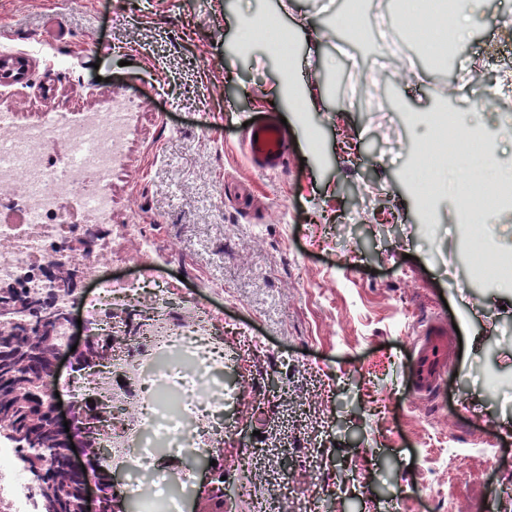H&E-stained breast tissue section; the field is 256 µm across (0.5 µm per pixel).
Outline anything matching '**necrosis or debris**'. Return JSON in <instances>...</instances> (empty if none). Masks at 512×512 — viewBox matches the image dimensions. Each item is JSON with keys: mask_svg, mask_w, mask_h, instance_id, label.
Segmentation results:
<instances>
[{"mask_svg": "<svg viewBox=\"0 0 512 512\" xmlns=\"http://www.w3.org/2000/svg\"><path fill=\"white\" fill-rule=\"evenodd\" d=\"M401 36H385L384 19L355 18L346 23L350 45L378 46L396 53L416 45L435 46L437 32L426 31L415 17L399 26ZM126 113L108 110L85 112L78 119L54 118L17 130L14 115L0 104V287L23 284L30 295L45 289L40 267L59 258L80 269L89 284L76 296L58 301L65 311L81 309L87 341L110 338L103 365L51 382L50 391L77 404L93 399L101 411L93 429L94 447L104 449L107 462L125 472L122 496L135 512H184L189 479H174L156 467L161 451L178 457L201 452L203 436L236 434L242 424L224 421L227 393L220 374L224 362L208 348V324L189 307L187 324L170 322L169 303L158 294L161 308L144 326L134 345L119 343L126 329L112 308L131 294L136 282L112 280L102 273L112 260V245L103 233L112 227V166L124 147ZM409 126H424L429 138L417 156L416 167L426 178L421 205L426 229L435 224L433 205L444 185L434 179L439 164L456 166L461 143L450 112H409ZM74 204L85 223L69 221L67 204ZM512 207V173L473 183L459 213V228L466 232L477 274L512 285V254L495 246L497 231L470 224L472 213ZM100 232L94 250L76 252L67 239ZM0 512H41L25 466L13 442L0 431Z\"/></svg>", "mask_w": 512, "mask_h": 512, "instance_id": "4bbe7bcc", "label": "necrosis or debris"}]
</instances>
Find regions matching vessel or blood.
Listing matches in <instances>:
<instances>
[{
  "label": "vessel or blood",
  "mask_w": 512,
  "mask_h": 512,
  "mask_svg": "<svg viewBox=\"0 0 512 512\" xmlns=\"http://www.w3.org/2000/svg\"><path fill=\"white\" fill-rule=\"evenodd\" d=\"M241 146L248 164L259 172H275L284 164L286 146L281 126L269 118L254 120L247 125ZM446 326L429 322L419 331L414 344L416 380L415 394L431 396L451 355V341Z\"/></svg>",
  "instance_id": "obj_1"
}]
</instances>
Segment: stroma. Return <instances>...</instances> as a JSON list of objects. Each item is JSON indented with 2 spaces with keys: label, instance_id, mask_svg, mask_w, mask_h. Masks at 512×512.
<instances>
[{
  "label": "stroma",
  "instance_id": "obj_1",
  "mask_svg": "<svg viewBox=\"0 0 512 512\" xmlns=\"http://www.w3.org/2000/svg\"><path fill=\"white\" fill-rule=\"evenodd\" d=\"M339 0H0V49L27 56L22 80L0 85L17 129L47 112L74 118L125 105L129 128L112 168L115 278L140 277L137 301L118 308L128 333L155 310L157 291L203 300L211 334L230 356L228 414L245 426L208 451L227 484L242 446L271 458L251 466L248 499L220 500L192 474L188 512H290L275 489L313 486L324 512H440L422 486L447 494L485 479L512 512V286L478 277L456 231L458 201L436 202L427 235L405 168L417 138L406 112L459 113L466 151L487 147L512 166V94L495 58L512 51V0H483L480 25L453 47L458 67L359 52L340 94L331 64H345L326 33ZM293 31L298 81L314 92L307 116L274 100L283 66L264 43L238 46L243 15ZM456 96H449V89ZM286 118L288 163L253 170L240 149L244 122ZM136 224L139 238L125 235ZM153 252L139 249L140 238ZM457 326L454 368L433 398L410 396L408 357L434 316ZM495 457L474 455L449 474L443 450L477 432Z\"/></svg>",
  "mask_w": 512,
  "mask_h": 512
}]
</instances>
